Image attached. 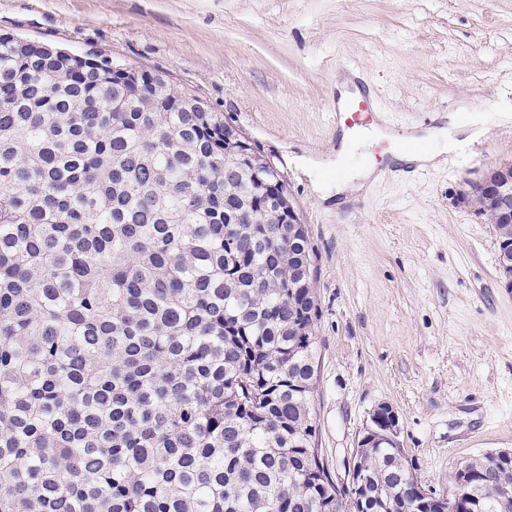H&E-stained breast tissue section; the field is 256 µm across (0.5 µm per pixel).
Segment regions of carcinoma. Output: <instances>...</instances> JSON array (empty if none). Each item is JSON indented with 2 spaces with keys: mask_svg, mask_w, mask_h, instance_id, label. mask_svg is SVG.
Segmentation results:
<instances>
[{
  "mask_svg": "<svg viewBox=\"0 0 512 512\" xmlns=\"http://www.w3.org/2000/svg\"><path fill=\"white\" fill-rule=\"evenodd\" d=\"M224 125L150 73L0 34V512H348L309 447L312 247ZM358 455L366 512H433L404 449ZM463 468L474 512L512 489V460Z\"/></svg>",
  "mask_w": 512,
  "mask_h": 512,
  "instance_id": "carcinoma-1",
  "label": "carcinoma"
}]
</instances>
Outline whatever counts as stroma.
Returning a JSON list of instances; mask_svg holds the SVG:
<instances>
[{"mask_svg": "<svg viewBox=\"0 0 512 512\" xmlns=\"http://www.w3.org/2000/svg\"><path fill=\"white\" fill-rule=\"evenodd\" d=\"M1 33L163 75L280 169L315 253L314 419L338 485L382 403L437 493L467 459L512 450V290L464 198L512 163V0H0ZM340 71L368 82L387 133L466 112L483 141L325 197L379 152L336 156Z\"/></svg>", "mask_w": 512, "mask_h": 512, "instance_id": "1", "label": "stroma"}]
</instances>
